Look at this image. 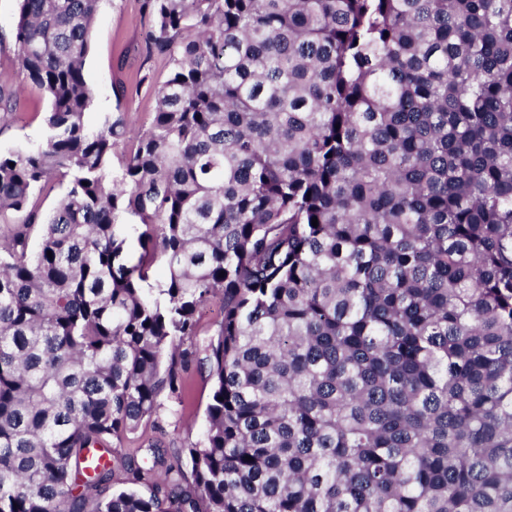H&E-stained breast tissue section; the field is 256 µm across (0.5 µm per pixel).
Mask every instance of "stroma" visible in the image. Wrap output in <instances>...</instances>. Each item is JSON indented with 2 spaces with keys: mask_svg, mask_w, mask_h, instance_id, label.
<instances>
[{
  "mask_svg": "<svg viewBox=\"0 0 512 512\" xmlns=\"http://www.w3.org/2000/svg\"><path fill=\"white\" fill-rule=\"evenodd\" d=\"M19 0H0V87L16 89L21 106L13 114L0 118V154L41 146L48 130L44 115L50 109L48 97L25 81L11 38L19 15ZM152 28L141 12V0H102L92 29V46L84 73L94 91V100L86 115L90 129H97L104 115L123 114L133 135L119 142L117 154L134 149L136 132L149 127L156 110L154 94L140 87L144 71H152L164 80L171 63L165 56H147L146 46ZM188 386L183 401L164 399L157 418L141 427L118 447V455L160 443L169 459H187V448L197 442L206 427V408L211 383L208 371L199 362L187 370Z\"/></svg>",
  "mask_w": 512,
  "mask_h": 512,
  "instance_id": "stroma-1",
  "label": "stroma"
}]
</instances>
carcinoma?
Returning a JSON list of instances; mask_svg holds the SVG:
<instances>
[{
  "label": "carcinoma",
  "instance_id": "obj_1",
  "mask_svg": "<svg viewBox=\"0 0 512 512\" xmlns=\"http://www.w3.org/2000/svg\"><path fill=\"white\" fill-rule=\"evenodd\" d=\"M100 2L13 33L51 108L0 154V512H512V0H141L172 68L116 167ZM211 298L185 485L112 445L182 400ZM66 192V184L56 179L51 180L43 192L33 199L32 204L38 210L40 217L49 214ZM222 320L221 304L218 300L207 301L202 309L199 319V328L195 343L203 345L210 339L216 338Z\"/></svg>",
  "mask_w": 512,
  "mask_h": 512
}]
</instances>
